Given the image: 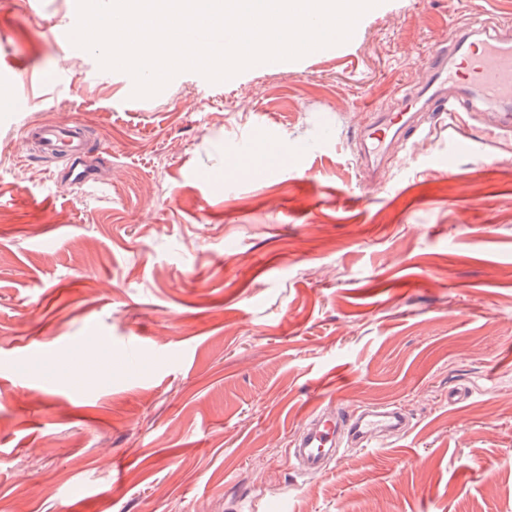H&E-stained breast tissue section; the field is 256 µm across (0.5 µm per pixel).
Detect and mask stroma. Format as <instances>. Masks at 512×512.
Here are the masks:
<instances>
[{
  "instance_id": "35a3bbf8",
  "label": "stroma",
  "mask_w": 512,
  "mask_h": 512,
  "mask_svg": "<svg viewBox=\"0 0 512 512\" xmlns=\"http://www.w3.org/2000/svg\"><path fill=\"white\" fill-rule=\"evenodd\" d=\"M480 15L512 0H380L345 43L136 98L65 40L76 0H0V512H512V132L433 113L378 190L350 150ZM47 120L90 129L99 187L23 141ZM43 347L95 370L39 386ZM332 399L410 426L299 475Z\"/></svg>"
}]
</instances>
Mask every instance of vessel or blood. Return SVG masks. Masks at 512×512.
<instances>
[{"label": "vessel or blood", "mask_w": 512, "mask_h": 512, "mask_svg": "<svg viewBox=\"0 0 512 512\" xmlns=\"http://www.w3.org/2000/svg\"><path fill=\"white\" fill-rule=\"evenodd\" d=\"M428 71L424 84L404 92L395 108L375 113L373 121L359 129L355 155L359 167L378 172L393 145L409 143L424 133L422 117L428 112L453 114L478 104L499 105L506 125H512V35L474 23L471 29L456 33L450 46L432 53ZM24 134L40 155H63L72 161L71 180L95 183L91 171L75 165L89 149L88 133L81 125L31 124L25 126ZM401 426V416L393 409L354 415L330 403L314 412L296 439L291 458L297 471H323L335 459L344 431H352L362 447L378 448L384 446L387 433Z\"/></svg>", "instance_id": "b4317fda"}]
</instances>
